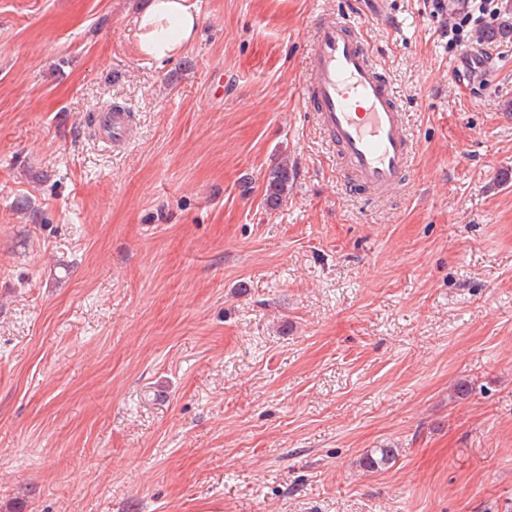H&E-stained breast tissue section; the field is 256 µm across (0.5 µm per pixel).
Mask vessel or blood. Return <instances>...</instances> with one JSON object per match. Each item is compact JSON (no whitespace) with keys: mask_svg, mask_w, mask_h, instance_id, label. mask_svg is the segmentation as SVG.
Listing matches in <instances>:
<instances>
[{"mask_svg":"<svg viewBox=\"0 0 512 512\" xmlns=\"http://www.w3.org/2000/svg\"><path fill=\"white\" fill-rule=\"evenodd\" d=\"M368 21L392 23L387 0H363ZM467 84L490 83V49H472L457 63ZM303 100L350 189L377 199L403 189L415 147L401 101L372 56L361 26L321 15L307 58ZM131 122L129 111L113 108L98 125L101 139L121 144Z\"/></svg>","mask_w":512,"mask_h":512,"instance_id":"vessel-or-blood-1","label":"vessel or blood"}]
</instances>
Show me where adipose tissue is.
<instances>
[{
    "instance_id": "adipose-tissue-1",
    "label": "adipose tissue",
    "mask_w": 512,
    "mask_h": 512,
    "mask_svg": "<svg viewBox=\"0 0 512 512\" xmlns=\"http://www.w3.org/2000/svg\"><path fill=\"white\" fill-rule=\"evenodd\" d=\"M200 26L194 0H148L139 15V50L157 61L171 59L194 40Z\"/></svg>"
}]
</instances>
